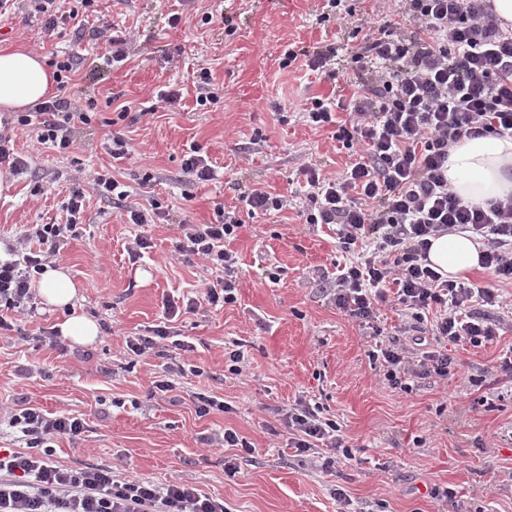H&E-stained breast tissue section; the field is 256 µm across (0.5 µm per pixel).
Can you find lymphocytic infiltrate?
<instances>
[{
  "label": "lymphocytic infiltrate",
  "instance_id": "obj_1",
  "mask_svg": "<svg viewBox=\"0 0 512 512\" xmlns=\"http://www.w3.org/2000/svg\"><path fill=\"white\" fill-rule=\"evenodd\" d=\"M398 25L381 24L366 33L351 54L355 65L349 99H311L304 110L317 126H336V139L356 159L341 176L312 166L303 173L309 187L308 224L334 226L341 249L356 258L325 288L336 308L372 330L370 358L379 361L389 386L410 391L414 378H448L455 362L449 345L481 346L493 341L497 325L476 311L500 296L488 288L443 278L430 268L432 238L468 232L486 242L483 268L512 285V197L476 205L448 186L450 150L465 138H512V31L504 32L487 0H392ZM77 56L56 61L60 93L30 112L0 120V164L24 173L27 161L15 154L11 130L32 126L36 141L58 151L74 147L77 126L92 122L94 100L78 104L64 96ZM349 119L340 123L337 111ZM85 193L74 183L63 204L62 224H32L9 244L0 260V331L16 330L8 313L34 314L31 282L77 236ZM236 214L217 211L211 224L184 225L176 249L221 270L205 285L211 306L235 303L236 260L224 247L236 235ZM38 242V251L28 248ZM394 299L402 317L424 322L436 311L427 335L415 337L409 356L399 337L376 328L378 306ZM7 422L24 450L0 456V512H229L223 501L174 480L158 487L137 478H118L106 467L63 468L52 461L55 439H81L85 423L34 407L10 409ZM282 420L298 454L329 448L323 468L348 465L356 455L320 405L303 400Z\"/></svg>",
  "mask_w": 512,
  "mask_h": 512
}]
</instances>
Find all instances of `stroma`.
<instances>
[{
    "label": "stroma",
    "mask_w": 512,
    "mask_h": 512,
    "mask_svg": "<svg viewBox=\"0 0 512 512\" xmlns=\"http://www.w3.org/2000/svg\"><path fill=\"white\" fill-rule=\"evenodd\" d=\"M347 6L351 14L339 24L325 18V0H96L51 35L21 15L0 17L1 48L23 45L50 62L80 57L67 93L98 106L97 119L66 153L36 149L33 131H15V151L31 168L0 198V238L30 224L65 223L62 204L75 176L106 167L129 193L115 204L87 190L83 228L58 257L80 286L77 310L99 324L95 344L54 340L65 315L43 305L23 316L22 333H0V408L22 401L86 424L78 442L55 440L57 465L109 467L160 487L178 480L230 512H512V383H471L512 348V304L491 308L499 324L493 341L452 347L453 377L414 380L406 394L369 359L368 330L321 291L349 256L328 226L301 222L308 199L300 170L315 165L335 175L351 157L335 127H316L302 109L315 97L335 99L344 87L358 29L399 20L389 0ZM174 16L179 25H171ZM106 23L113 34L133 37L126 61L112 67V48L100 34ZM329 48L339 57L335 77L309 71L306 54ZM289 50L298 58L285 68ZM204 68L220 98L208 107L196 103ZM167 89L181 94L171 108L157 101ZM126 106L138 121L120 119ZM114 131L131 143L130 157L112 159ZM193 147L216 180L184 172ZM254 188L287 199V207L248 212L239 196ZM154 200L168 220L131 224L127 206L145 209ZM220 207L242 222L226 243L238 260V299L166 320L165 297L195 296L220 276L174 250L181 225L212 223ZM139 233L151 247L135 258L129 246ZM164 323L188 351L167 340L140 357L127 349V337ZM236 348L248 357L239 376L224 366L225 352ZM178 364L184 373H172ZM158 380L172 390L154 393ZM201 392L225 411L199 416ZM300 399L319 402L336 420L360 464L325 471L302 462L277 414ZM228 428L246 447L202 444ZM231 457L239 468L232 477L224 471ZM434 487L452 490L448 503L430 497ZM338 488L347 503L337 502Z\"/></svg>",
    "instance_id": "obj_1"
}]
</instances>
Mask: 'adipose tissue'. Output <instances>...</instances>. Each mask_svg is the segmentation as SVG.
Wrapping results in <instances>:
<instances>
[{
    "instance_id": "ef3b65f1",
    "label": "adipose tissue",
    "mask_w": 512,
    "mask_h": 512,
    "mask_svg": "<svg viewBox=\"0 0 512 512\" xmlns=\"http://www.w3.org/2000/svg\"><path fill=\"white\" fill-rule=\"evenodd\" d=\"M52 73L35 51L17 47L0 50V110L20 112L51 93ZM448 184L464 201L483 205L512 196V138L463 139L448 157ZM431 266L455 280L480 265V251L467 234L433 239L428 252ZM43 304L53 308L74 305L79 289L61 264L49 267L35 282Z\"/></svg>"
}]
</instances>
